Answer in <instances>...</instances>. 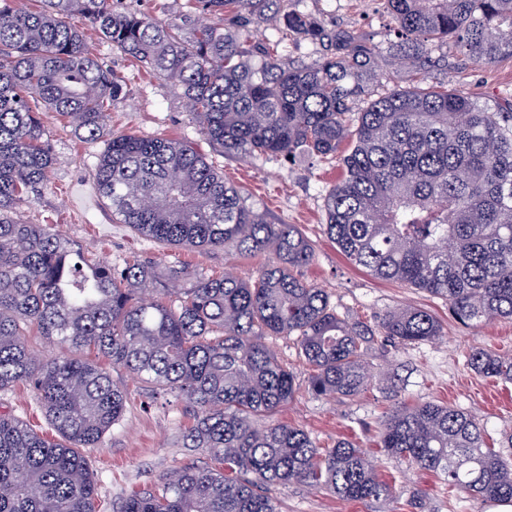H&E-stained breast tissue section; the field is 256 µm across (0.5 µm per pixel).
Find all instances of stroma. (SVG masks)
<instances>
[{
    "instance_id": "35a3bbf8",
    "label": "stroma",
    "mask_w": 512,
    "mask_h": 512,
    "mask_svg": "<svg viewBox=\"0 0 512 512\" xmlns=\"http://www.w3.org/2000/svg\"><path fill=\"white\" fill-rule=\"evenodd\" d=\"M295 7L326 27L353 31L379 45L389 59L387 72H394L393 48L386 38L390 19L378 0H296ZM70 22L83 31L96 59L127 83L128 95L112 104L109 134L131 132L193 143L227 181L240 188L247 204L268 212L274 221L298 226L314 247L313 262L304 276L329 294L340 313L366 321L395 308H423L443 324L442 336L430 343L397 350L374 342L370 370L376 374L397 369L401 383L394 397L376 381L357 397L313 396L306 388L310 370L299 359L293 339L267 338V345L293 368L301 383L294 399L275 413V420L303 428L322 448L333 447L344 438L355 442L370 454L380 478L396 487L395 495L387 499L348 502L329 491L292 483L276 491L282 512H497V503L476 497L449 500L435 474L409 468L378 448L377 441L386 412L432 400L475 414L485 429L487 445L497 446L504 434L512 432V382L480 376L468 366L466 355L476 347L512 355V320L463 327L451 318L444 299L378 279L351 265L325 235L323 198L340 175L338 164L225 157L200 132L180 86L113 49L81 16H72ZM426 76L472 91L480 104L492 109L512 102V58L486 65L464 58L449 42L433 54ZM31 106L50 140L55 163L41 192L17 205L22 220L56 225L94 258L116 268L150 259L159 276L174 265L189 277L201 272L213 277L227 273L247 277L272 263L271 255L244 258L231 247H162L114 223L111 210L93 188V172L107 147V137L87 138L57 113L45 110L40 101H32ZM108 371L125 386L127 405L120 420L87 451L98 486L97 512H117L128 494L151 487L160 475L188 460L214 466V458L206 451L192 453L182 446V435L194 422L185 403L123 368L112 365ZM3 411L40 435L56 436L29 385L0 392ZM415 498L420 499L421 510L411 507Z\"/></svg>"
}]
</instances>
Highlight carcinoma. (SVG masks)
<instances>
[{
    "mask_svg": "<svg viewBox=\"0 0 512 512\" xmlns=\"http://www.w3.org/2000/svg\"><path fill=\"white\" fill-rule=\"evenodd\" d=\"M181 23L119 7V0H41L38 11L0 0V392L33 387L60 440L48 441L0 414V512H97L85 450L123 415L126 392L94 352L189 404L185 448L218 466L190 462L120 512H279L272 491L294 482L343 500L387 498L368 455L341 440L327 450L296 426H257L290 402L293 371L264 342L292 336L312 370L316 396L361 394L379 336L394 347L429 342L442 325L402 308L366 322L341 315L303 277L314 250L294 224L249 206L191 143L114 135L94 173L112 220L163 246L233 247L277 263L249 277L169 268H123L88 257L52 224L16 214L46 184L54 156L29 98L90 138L106 134L127 84L88 52L67 22L78 14L112 48L181 86L201 132L228 157L340 158L324 198L326 230L352 264L373 276L448 301L464 326L512 319V103L492 110L470 94L418 77L450 40L464 56L512 58V0H382L406 63L404 84L372 97L364 76H384L379 46L328 29L292 0H191ZM223 16L224 24L205 21ZM273 20L283 38L325 53L295 64L253 29ZM365 101L363 107L358 102ZM349 147L338 154L343 143ZM62 347L39 359L31 333ZM483 377L512 381V358L467 355ZM475 416L419 401L385 416L388 455L443 480L450 497L512 502V454L485 444Z\"/></svg>",
    "mask_w": 512,
    "mask_h": 512,
    "instance_id": "cac0c4a2",
    "label": "carcinoma"
}]
</instances>
